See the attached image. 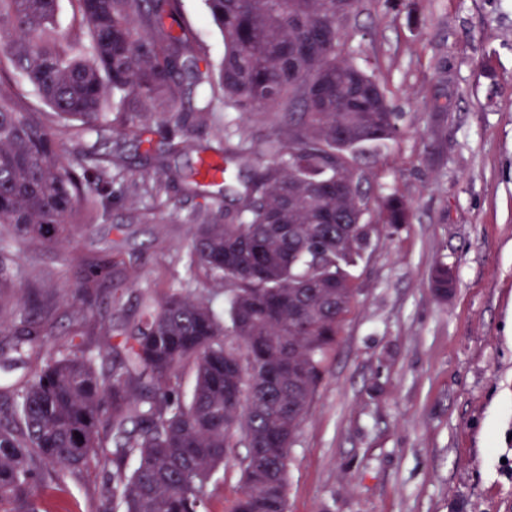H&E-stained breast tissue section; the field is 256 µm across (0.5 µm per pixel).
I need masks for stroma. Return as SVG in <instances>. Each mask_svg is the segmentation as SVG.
Masks as SVG:
<instances>
[{
    "mask_svg": "<svg viewBox=\"0 0 512 512\" xmlns=\"http://www.w3.org/2000/svg\"><path fill=\"white\" fill-rule=\"evenodd\" d=\"M198 51L224 44L203 0H183ZM348 51L385 81L404 135L365 168L375 198L398 192L412 223L377 225L355 269L356 293L336 349L290 451L288 512H512V9L502 0H361ZM253 147L232 170L266 160L282 125L275 112L225 113ZM129 183L154 175L152 148L120 138ZM232 210L230 197L199 199L172 183L165 199L127 192L106 218L80 226L63 248L24 250L21 269L56 303L51 338L73 329L71 290L91 261L114 260L113 306L89 313L109 346L137 315L136 294L171 288L224 294L175 268L199 204ZM445 262L447 297L431 273ZM105 471L69 484L71 512H98Z\"/></svg>",
    "mask_w": 512,
    "mask_h": 512,
    "instance_id": "obj_1",
    "label": "stroma"
}]
</instances>
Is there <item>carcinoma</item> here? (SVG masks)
I'll return each instance as SVG.
<instances>
[{"instance_id": "obj_1", "label": "carcinoma", "mask_w": 512, "mask_h": 512, "mask_svg": "<svg viewBox=\"0 0 512 512\" xmlns=\"http://www.w3.org/2000/svg\"><path fill=\"white\" fill-rule=\"evenodd\" d=\"M71 2L74 25L62 31L58 0H0V316L24 277L15 250L97 223L124 183L112 134L150 144L164 131L188 145L210 116L206 96L192 103L206 87L223 91L226 112H280L287 125L266 140L236 223L194 212L185 269L224 288V312L204 293L146 291L137 319L103 348L87 315L104 263L73 291L75 329L49 347L54 302L18 301L0 364L31 370L0 379V512H49L46 492L100 465L99 512H207L241 443L229 512H287L290 450L355 297L364 206L383 224L412 219L404 198L363 188L401 115L349 58L359 0H205L224 38L216 64L196 50L183 0ZM215 140L227 160L245 153L222 130ZM157 167L156 197L175 180L163 158ZM432 283L448 291L445 263Z\"/></svg>"}]
</instances>
